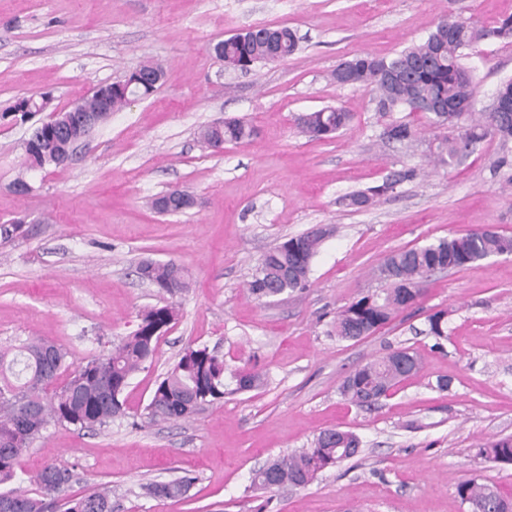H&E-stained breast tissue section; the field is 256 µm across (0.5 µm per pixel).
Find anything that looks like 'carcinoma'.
<instances>
[{"instance_id":"cac0c4a2","label":"carcinoma","mask_w":512,"mask_h":512,"mask_svg":"<svg viewBox=\"0 0 512 512\" xmlns=\"http://www.w3.org/2000/svg\"><path fill=\"white\" fill-rule=\"evenodd\" d=\"M512 38V15L492 26L480 25L461 18L454 30L440 20L427 37L409 45L392 57L370 54L356 55L336 65L332 77L336 84L367 86L375 91L379 112H420L419 106L442 100L448 114H432L433 123L451 130L438 146L434 161L452 166L461 152L472 143L487 137L512 139V112H495L493 105L481 109L475 117L473 75L462 59L491 40ZM224 49V65L229 70L248 71L256 64L268 62L273 52L287 58L299 49L296 32L286 26L258 25L217 42L213 49ZM152 88L132 86L128 94L112 95L111 110H119L134 99L147 97ZM352 114L338 108L325 107L297 117L300 133L330 138L344 128ZM395 136L409 144L417 140L416 129L408 122L389 124ZM49 126L35 128L25 147L26 166L38 162L42 168L58 166L55 158L39 153L40 133ZM255 135V128L242 119L224 121V140L240 144ZM417 170L398 171L381 186L368 191H355L345 196L346 205L360 209L371 198L413 179ZM325 232L307 231L285 238L266 252L248 283V289L259 300H273L281 295L301 292L309 287L312 265L324 240ZM512 254V235L495 227L473 229L451 237H441L423 245L391 252L376 271V278L386 285L379 292L368 293L336 311L330 335L352 341L370 336L387 324L409 301L417 302L424 293L423 284L431 273L446 264L454 269L470 266L493 256ZM293 269L301 278H285L283 272ZM149 281L160 291L174 297L189 286L187 271L175 262L156 263L148 268ZM177 316L171 305L153 307L141 314L138 328L118 345L95 354L74 367L69 378L56 386L58 375L66 366L67 352L47 337L32 336L26 341L0 348V502L11 501L16 512H45L44 497L63 501V512H74L81 500L95 504L97 512H112V490L103 487L81 496L68 494L69 469L46 465L36 477L41 495L14 486L16 466L22 453L52 423H67L81 430L101 428L123 411L122 394L132 376L153 360L160 334L156 330L169 326ZM447 313L437 311L427 317V334L435 340L447 338ZM422 370L416 351L400 348L379 357L351 373L340 385L341 394L361 408H371L400 381ZM266 374L255 368L227 371L224 359L209 349L188 347L178 361L156 385L147 405L151 421L180 420L193 415L206 403L221 401L224 394L244 393L262 387ZM24 398L34 410L21 413L17 405ZM327 440L319 433L314 445L298 453L276 458L255 471L252 485L257 490L272 491L287 486L304 487L325 469L355 458L362 453V441L351 431L331 430ZM478 455L499 463L512 464V437L482 443ZM59 478L56 488L46 485L47 472ZM192 480L180 478L153 482L147 494L160 500L184 498ZM456 493L465 504L477 505L481 512H512V495L476 478L461 479Z\"/></svg>"}]
</instances>
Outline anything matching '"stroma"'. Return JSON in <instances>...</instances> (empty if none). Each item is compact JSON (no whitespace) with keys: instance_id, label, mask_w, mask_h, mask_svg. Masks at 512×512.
<instances>
[{"instance_id":"obj_1","label":"stroma","mask_w":512,"mask_h":512,"mask_svg":"<svg viewBox=\"0 0 512 512\" xmlns=\"http://www.w3.org/2000/svg\"><path fill=\"white\" fill-rule=\"evenodd\" d=\"M450 10L489 26L512 14V0H0V225L20 226L0 240V347L45 336L78 364L133 333L145 309L178 311L153 363L131 378L123 413L95 431L48 426L19 459L24 489L53 463L72 471L71 494L110 486L113 512H467L455 488L466 477L512 495V466L477 454L512 435V255L432 276L371 336L328 334L339 308L379 288L373 272L390 252L485 226L512 235V184L493 174L505 158L512 175V140L489 137L460 163L433 166L441 131L428 118L381 115L371 89L331 79L341 60L421 41ZM265 24L295 29L298 51L224 70L212 44ZM148 61L164 68L154 93L95 127L69 164L24 172L29 127L7 108L46 93L61 110ZM465 63L488 102L512 77V42L480 45ZM326 106L351 112L350 123L330 140L299 135L298 115ZM228 118L255 136L201 149L198 130ZM405 120L418 132L411 146L383 133ZM412 167L416 178L368 207L343 205ZM22 172L25 195L12 188ZM177 188L196 206L150 207ZM317 226L332 233L309 288L258 301L247 283L263 254ZM145 259L183 265L189 290L159 294L137 274ZM437 310L448 313L440 345L425 333ZM190 345L232 369L258 366L269 382L184 420L148 422L156 382ZM401 347L418 352L420 375L369 410L342 398L347 375ZM328 428L356 433L360 456L304 488L252 490L254 470ZM184 476L194 483L181 500L143 493Z\"/></svg>"}]
</instances>
